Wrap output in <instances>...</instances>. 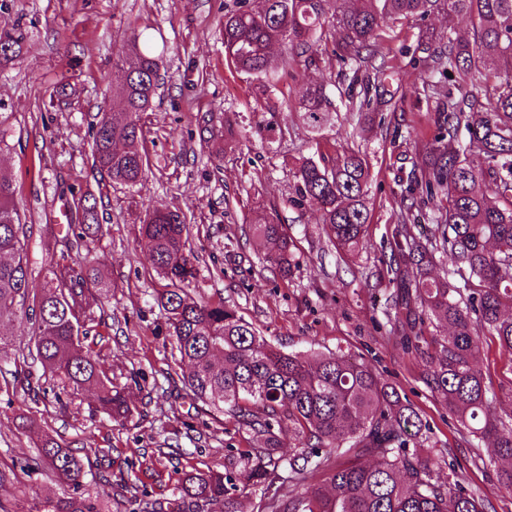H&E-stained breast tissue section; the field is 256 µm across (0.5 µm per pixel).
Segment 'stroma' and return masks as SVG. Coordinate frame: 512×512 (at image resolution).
<instances>
[{"mask_svg":"<svg viewBox=\"0 0 512 512\" xmlns=\"http://www.w3.org/2000/svg\"><path fill=\"white\" fill-rule=\"evenodd\" d=\"M235 0H0V30L22 28L23 55L0 68V170L16 188L27 223L29 282L40 289L51 262L100 260L113 283L101 297L106 324L92 351L111 354L125 383L132 414L125 425L97 412L95 389L59 405L33 399L27 383L0 367V512H36L71 486L48 471L23 473L42 434L61 438L84 462L81 490L102 512H142L146 503L172 499L192 470L232 471L250 432L218 423L184 384L166 315L154 300L164 286L146 246L138 240L145 209L177 208L190 220L197 256L196 298L224 299L284 352L340 350L364 359L417 407L429 427L432 476L444 482L456 470L463 486L495 512H512V492L501 487L490 444L471 438L423 378L403 339L413 318L395 312L399 292L387 268L402 196L419 179L413 163L433 129L437 100L428 87L438 76L413 51L422 31L455 30L466 39L465 18L442 13L425 20H386L380 51L389 66L371 98L384 102L383 119L368 122L349 111L352 67L338 62L330 35L313 57L281 72L274 93L237 72L224 53L225 10ZM153 38L161 55L160 96L144 112L137 148L152 163L148 177L129 188L93 168L89 131L105 102L120 92L117 65L127 50V29ZM322 86L338 109L335 125L314 134L302 121L296 86ZM55 107H48L50 96ZM273 121L272 136L255 125ZM361 151L370 174L371 221L365 244L350 255L329 243L317 202L292 205L293 175L301 158ZM92 193L104 235L91 246L64 239L75 198ZM284 225L295 244V267L281 277L268 257L272 244L257 225ZM497 398L498 414L512 413V356L486 346L479 361ZM31 418L22 425L21 416Z\"/></svg>","mask_w":512,"mask_h":512,"instance_id":"35a3bbf8","label":"stroma"}]
</instances>
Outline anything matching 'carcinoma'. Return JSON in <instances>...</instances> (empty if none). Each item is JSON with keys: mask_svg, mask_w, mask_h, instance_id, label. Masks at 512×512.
I'll use <instances>...</instances> for the list:
<instances>
[{"mask_svg": "<svg viewBox=\"0 0 512 512\" xmlns=\"http://www.w3.org/2000/svg\"><path fill=\"white\" fill-rule=\"evenodd\" d=\"M448 13V22L466 15L472 36L448 37L446 48L426 60V68L451 82L460 98L445 93L434 119V134L414 162L426 196L409 191L410 206L445 198L430 234L405 228L395 242L400 267L392 270L400 287L401 268L416 269L414 293L408 299L422 317L448 323L446 336L406 337L425 363L424 378L444 399L458 422L481 442L493 440L498 455L512 458V414L493 418L495 394L478 368L483 342H498L512 354V0H362V7L329 11V0H241L224 13V52L235 68L256 78L263 92L275 87V74L289 60L314 54L318 33L332 18L336 57L357 64L354 73L373 70L377 46L386 34L385 17L422 19ZM285 41L289 53L274 61L269 46ZM21 30L0 31V66L13 65L22 54ZM123 92L112 100L106 120L91 127L92 164L108 180L136 185L151 171L147 154L135 148L142 132L141 115L156 96L159 55L150 38L131 29L121 60ZM453 77H448V74ZM302 117L314 132L337 112L321 88L298 90ZM369 171L355 150L334 157L316 154L303 159L294 173L291 202L320 203L329 242L355 253L365 242ZM68 230L79 244L103 235L93 195L74 202ZM187 215L152 205L139 224V238L153 258L155 271L167 281L157 296L166 312L173 355L190 366L185 386L213 413L234 420L253 433L257 447L240 453L237 471L189 472L177 487L182 499L221 500L224 512H239L237 491L259 488V512H486L483 501L463 488L433 479L426 446V424L418 410L369 365L340 351L286 353L268 343L253 324L224 301L196 299L189 286L197 277V257L189 245ZM22 224L12 179L0 172V363L36 379L43 396L57 386L72 395L97 388L99 407L122 425L130 409L124 387L108 357L83 350L88 334L105 312L92 291L111 287L103 270L56 262L47 270L43 288L31 292ZM261 237L276 244L270 263L286 276L294 266L293 244L281 224H262ZM450 266L436 279L430 269ZM31 324L27 340L3 324ZM41 374L33 376L31 362ZM293 428L299 452L274 457L280 446L277 430ZM378 460L375 468L358 464ZM30 470L47 468L58 479L80 485L83 463L73 450L50 434L41 440L39 456L25 460ZM329 482L327 496L313 479ZM289 483L303 491L283 496ZM36 512H99L81 493L46 501Z\"/></svg>", "mask_w": 512, "mask_h": 512, "instance_id": "carcinoma-1", "label": "carcinoma"}]
</instances>
